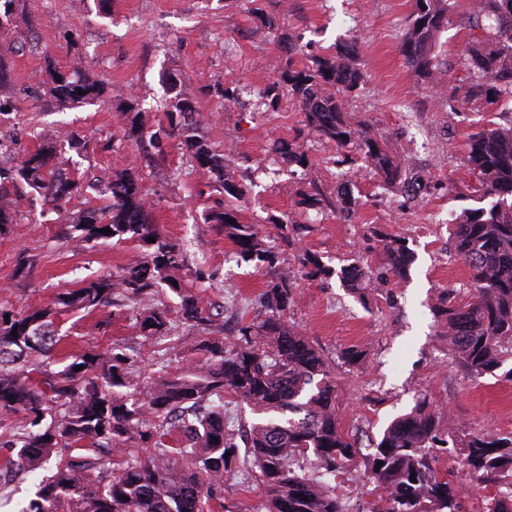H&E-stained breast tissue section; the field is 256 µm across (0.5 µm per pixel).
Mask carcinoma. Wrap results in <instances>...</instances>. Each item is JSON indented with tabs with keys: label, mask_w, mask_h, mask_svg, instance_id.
I'll list each match as a JSON object with an SVG mask.
<instances>
[{
	"label": "carcinoma",
	"mask_w": 512,
	"mask_h": 512,
	"mask_svg": "<svg viewBox=\"0 0 512 512\" xmlns=\"http://www.w3.org/2000/svg\"><path fill=\"white\" fill-rule=\"evenodd\" d=\"M456 2L414 0L401 50L416 76L434 79L433 46ZM466 24L473 76L456 88L455 98L488 109L512 101V0H474ZM364 77L355 49L346 46L303 68L287 59L265 97L273 106L288 89L311 132L340 148L355 147L367 168L394 184L403 178L396 156L346 116L342 95L356 90ZM50 92L60 101L91 103L103 96L105 85L76 69L58 74ZM194 114L182 92H176L172 130H189ZM124 116L127 137L159 139L160 133L145 127L141 113ZM183 145L215 175L226 195L235 200L245 195L224 156L194 135L186 136ZM467 146L468 166L483 194L494 201L487 208L465 210L453 227V248L468 268L475 295L440 315L461 367L483 377L495 375L512 359V127L491 122L472 134ZM283 152L288 163L309 169L308 157L297 147L290 144ZM49 155L41 150L24 159L7 181L56 200L67 197L78 185L49 166ZM91 189L109 195L110 204L85 210L71 224L72 231L85 241L134 240L146 252L117 274L58 293L54 309L0 310V411L22 415L10 440L14 459L9 464L28 472L49 464V474L39 481L36 498L24 512H204L223 490L237 457L238 445L228 429V396L254 415L245 447L259 471L267 512H346L334 484L358 460L381 495L383 505L376 512H461L466 494L459 482L437 470L440 452L459 460L478 485L494 488L488 512H512V432L472 435L451 425L445 429L441 417L421 400L394 418L370 451L362 453L342 431L329 363L282 319L294 301L285 280L261 294L267 316L257 327L242 328L235 341H204V361L179 373L166 372L141 384L134 379L130 356L114 346L107 353L90 350L74 357L42 386L23 378L14 363L54 352V315L60 307L92 311L121 296L141 307L143 335H167L173 328L170 311L154 300L159 288L169 285L179 298L180 320L194 326L208 319L204 297L173 286L170 272L183 265V248L157 232L151 205L134 179L116 173ZM16 214V200L0 181V229L13 223ZM208 220L224 230L243 261L275 265V253L262 247L255 225L240 222L237 209L227 206ZM105 228L112 233H101ZM383 251L390 273L406 274L413 262L406 241L387 240ZM303 267L309 277L331 274L311 253L304 255ZM369 280L360 265L341 270V281L352 293L366 288ZM365 358L360 346L341 354L349 366ZM311 455L317 460L314 471L303 466Z\"/></svg>",
	"instance_id": "cac0c4a2"
}]
</instances>
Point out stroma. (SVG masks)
<instances>
[{"label": "stroma", "instance_id": "obj_1", "mask_svg": "<svg viewBox=\"0 0 512 512\" xmlns=\"http://www.w3.org/2000/svg\"><path fill=\"white\" fill-rule=\"evenodd\" d=\"M413 0H13L9 37L0 41V168L16 167L42 147L67 158L66 172L79 183L71 198L54 202L17 187L20 214L0 234V308L31 311L72 290L117 272L142 254L138 243L86 242L70 237L72 219L109 200L87 185L101 171H124L152 205L158 231L184 249L174 271L178 288L213 303L208 322L178 326L171 336H143L139 308L116 301L93 312L67 309L55 323L61 341L53 370L69 355L120 345L143 376L161 366L203 360L202 341L235 339L260 320L259 295L273 280L293 284L295 302L285 319L327 359L336 374V411L350 437L369 446L398 415L421 400L472 433L512 432V380L476 377L458 363L435 317L444 298L469 300L468 269L448 228L467 208L485 206L466 168L469 134L488 122L512 125V103L488 112L454 101L453 87L466 79L463 49L472 0H458L437 40L435 80L418 78L400 50ZM278 22L269 29L266 18ZM294 43L297 65L354 46L366 73L345 95L347 119L384 141L408 173L407 182L385 185L361 169L356 151L310 134L295 98L276 107L262 102ZM82 60L84 73L106 85L94 104L54 98L58 73ZM187 92L195 111L192 134L224 155L246 190L233 201L215 176L186 152L183 132L169 133L170 83ZM232 99H225V91ZM141 111L159 141L124 136L127 105ZM298 145L313 167L303 173L282 161V145ZM355 203L345 212L342 194ZM321 200L320 210L302 205ZM235 205L243 223L258 225L275 267L243 262L235 246L206 216ZM298 225L285 243L278 221ZM398 237L414 252L406 277L387 269L382 239ZM321 257L333 274L308 278L304 252ZM359 262L372 274L364 295L343 288L341 268ZM358 345L365 364L352 368L340 354ZM10 448L0 444V512H24L37 491L36 478L9 468ZM222 499L241 512H264L257 468L240 451Z\"/></svg>", "mask_w": 512, "mask_h": 512}]
</instances>
